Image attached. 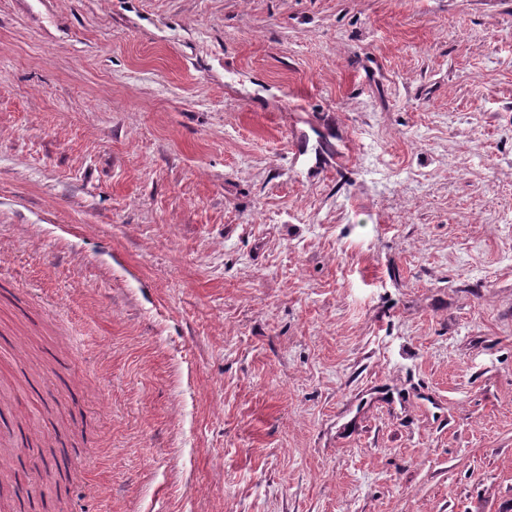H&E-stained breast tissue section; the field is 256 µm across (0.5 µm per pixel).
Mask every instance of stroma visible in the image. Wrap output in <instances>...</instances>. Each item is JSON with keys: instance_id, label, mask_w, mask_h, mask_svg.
<instances>
[{"instance_id": "1", "label": "stroma", "mask_w": 512, "mask_h": 512, "mask_svg": "<svg viewBox=\"0 0 512 512\" xmlns=\"http://www.w3.org/2000/svg\"><path fill=\"white\" fill-rule=\"evenodd\" d=\"M0 403L36 512H512V0H0Z\"/></svg>"}]
</instances>
